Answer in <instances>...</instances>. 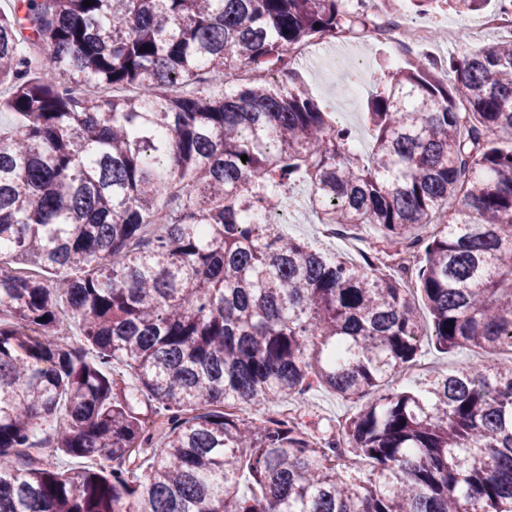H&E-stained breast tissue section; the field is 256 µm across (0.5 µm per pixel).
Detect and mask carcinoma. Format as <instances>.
<instances>
[{"instance_id": "carcinoma-1", "label": "carcinoma", "mask_w": 512, "mask_h": 512, "mask_svg": "<svg viewBox=\"0 0 512 512\" xmlns=\"http://www.w3.org/2000/svg\"><path fill=\"white\" fill-rule=\"evenodd\" d=\"M83 2L0 11V512H512V39L377 83L362 165L288 56L367 27L347 0ZM299 185L318 223L418 254L436 344L485 361L380 395L338 435L227 411L362 398L419 351L379 256L284 233ZM47 444L96 467L32 458Z\"/></svg>"}]
</instances>
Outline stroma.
Wrapping results in <instances>:
<instances>
[{"instance_id": "35a3bbf8", "label": "stroma", "mask_w": 512, "mask_h": 512, "mask_svg": "<svg viewBox=\"0 0 512 512\" xmlns=\"http://www.w3.org/2000/svg\"><path fill=\"white\" fill-rule=\"evenodd\" d=\"M382 7L385 16L402 17L408 28H415L422 22L427 23L433 37L420 47L419 53L428 61L444 60L452 53L462 54L487 49L503 38L502 33L496 29L487 30L477 41L469 38L466 33L468 26L480 22L485 14L496 12L495 0H489L481 12L459 14L447 7L426 19L411 8L408 0H382ZM448 27L461 30L462 35L458 42L451 44L441 38V31ZM310 48V54L297 61L298 71L319 104L353 129L357 151L368 153L372 140L365 120L366 103L374 89L375 79L389 65L391 49L352 35L337 37L332 42L315 41ZM347 70L356 72L357 77L350 92L344 93L340 90V81ZM287 232L290 236L310 242L325 252L341 253L355 261L359 260L361 254L374 253L382 247L370 228L330 227L318 223L313 214L303 211L297 213L295 223L288 225ZM420 329L423 340L417 359L408 374L394 377V388L412 386L434 372H445L463 364L476 365L481 362V353L470 347L441 352L431 335L432 327L428 315H421ZM358 408V403L338 398L334 393L320 388L298 406L296 420L308 433L321 437L335 432L337 426L344 424Z\"/></svg>"}]
</instances>
